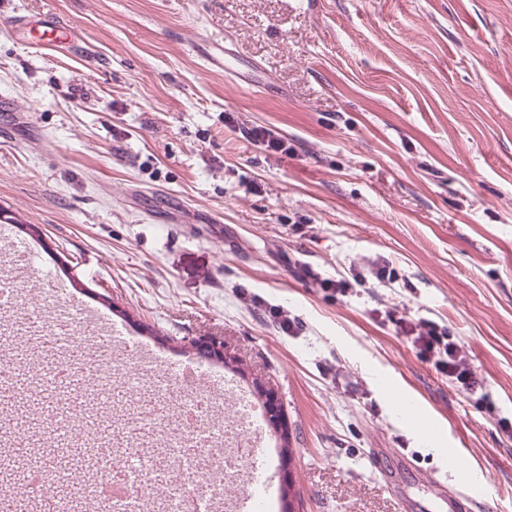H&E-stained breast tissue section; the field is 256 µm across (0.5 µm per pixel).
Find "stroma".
Returning <instances> with one entry per match:
<instances>
[{
  "label": "stroma",
  "mask_w": 512,
  "mask_h": 512,
  "mask_svg": "<svg viewBox=\"0 0 512 512\" xmlns=\"http://www.w3.org/2000/svg\"><path fill=\"white\" fill-rule=\"evenodd\" d=\"M43 13L71 28L52 50L17 27ZM223 47L260 86L200 56ZM1 209L36 254L21 304L69 286L171 384L220 337L278 393L303 512H448L432 483L462 469L512 512V0H0ZM395 308L448 327L476 386ZM397 313L393 310L389 314V320L399 328L401 333L411 336L420 353L425 356L437 354L442 370L458 388L468 390L474 385V373L467 356L462 346L452 339L449 331L442 329L433 321L425 319L414 321L405 314L397 316Z\"/></svg>",
  "instance_id": "1"
}]
</instances>
